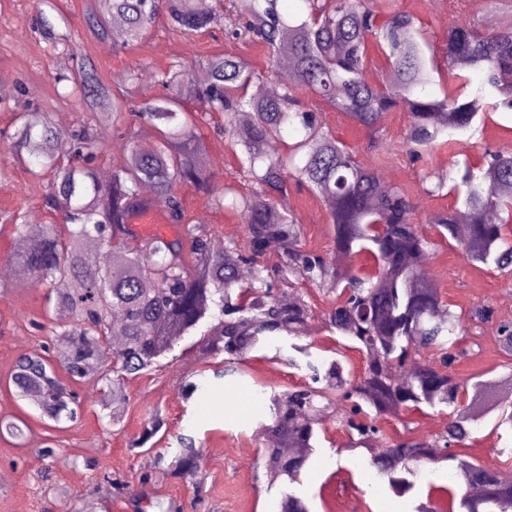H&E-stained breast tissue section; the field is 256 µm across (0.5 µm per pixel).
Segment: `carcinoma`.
Listing matches in <instances>:
<instances>
[{"mask_svg":"<svg viewBox=\"0 0 512 512\" xmlns=\"http://www.w3.org/2000/svg\"><path fill=\"white\" fill-rule=\"evenodd\" d=\"M280 2L249 0L246 10L230 20L231 42L267 48L273 79L266 80L236 52L224 50L201 61L207 72L203 83L193 79L183 60L155 71L154 83L164 94L142 102L136 73L116 87L104 82L90 59L75 52L69 34L57 29L64 15L51 0H39L43 8L36 21L42 37L71 61L56 82L90 110H112V130L130 149L112 163L109 180L103 182L96 165L101 141L93 119L65 135L38 108L13 113L9 148L15 158L31 159L40 168L37 175L54 174L46 206L61 223L33 222L20 211L1 214L0 221L13 226L18 240L10 259L48 288L47 315L62 319V331L58 363L37 354L22 356L11 381L21 396L38 391L39 410L59 423L78 419L82 404L60 380L56 366L75 384L96 378L107 387L103 408L116 424L125 383L155 370L160 358L215 306L223 319L208 330L210 339L200 347L204 355H242L283 333L300 336L310 319L307 305L297 291L275 288L259 261L267 243L276 239L282 244L278 271L335 294L329 327L354 341L366 364L363 375L349 382L340 360L324 371L309 361L311 383L273 400L262 449L270 475L296 481L315 452L319 416L334 408L340 410L337 421L352 437L353 447L371 453L377 475L387 479L395 494L404 496L415 488L410 464L456 459L464 485L479 489L477 495L461 497V512H512V484L503 483L496 470L450 453L470 438L478 420L476 402L487 384H471L450 371L467 325L419 271L429 242L419 231L413 203L400 188L382 183L375 169L324 129L317 109L304 104L317 99L366 128L377 127L382 114L401 110L408 117L406 151L412 160H422L439 139L472 131L486 113L512 112V0H488L499 17L491 31L471 22L444 31L448 73L464 87L475 71L481 79L471 94L448 92L441 99L426 92L436 66L426 55L427 42L416 19L390 0L378 13L368 0H301L305 12L295 16L284 14ZM223 4L95 0L86 24L114 49L144 40L160 25L192 44L209 31ZM372 46L390 63L393 81L388 85L366 75ZM262 81V95L248 94L252 84ZM131 116L157 130L154 144H138ZM200 121L240 146L237 164L251 182L249 193L237 195L230 185L213 180L206 142L194 131ZM290 131L297 141L285 155L284 133ZM290 182L323 199L334 224L336 263L305 250L296 217L275 210L273 196L286 191ZM179 184L194 187L214 209L239 211L249 227V253L233 242L215 250L211 228L191 223L176 192ZM502 184L512 186V150L488 151L480 168L467 166L460 174L454 205L430 215L427 223L454 241L457 226L468 225L466 236L457 240L466 258L511 271L512 194L494 191ZM158 198L167 203V220L179 232L145 242L133 231L132 221L150 212ZM91 241L106 250L105 265L88 250ZM363 253L373 259L374 272L354 268ZM117 312L121 320L115 323ZM114 336L124 337L115 350ZM427 350L441 353V366L416 360L415 353ZM398 367L406 368L408 378L394 373ZM493 388L499 424L512 425V373ZM469 390L471 401L465 405L462 395ZM440 404L451 411L433 439L374 448L377 421L383 416ZM276 441L292 452L273 447ZM279 512L308 508L290 493L281 499Z\"/></svg>","mask_w":512,"mask_h":512,"instance_id":"carcinoma-1","label":"carcinoma"}]
</instances>
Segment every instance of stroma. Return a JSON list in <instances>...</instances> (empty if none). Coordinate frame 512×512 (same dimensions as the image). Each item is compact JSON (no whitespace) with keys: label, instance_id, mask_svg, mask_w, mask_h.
Instances as JSON below:
<instances>
[{"label":"stroma","instance_id":"stroma-1","mask_svg":"<svg viewBox=\"0 0 512 512\" xmlns=\"http://www.w3.org/2000/svg\"><path fill=\"white\" fill-rule=\"evenodd\" d=\"M55 2L69 21L79 55L95 64L103 81L116 85L130 71H138L147 98L159 92L150 79L155 69L192 54L207 57L227 49L225 20L242 6L241 0H232L224 22L214 24L194 45L160 28L144 41L115 51L89 33L84 23L89 0ZM395 4L418 20L438 59L443 56L446 27L476 21L489 28L498 22L486 0ZM33 15V0H0V84L11 87L10 95L0 98V131L10 128L13 108L30 102L66 132L75 129L87 111L80 100L58 94L54 76L67 61L51 54L34 32ZM320 120L356 151L359 160L414 203L422 232L431 242L428 280L452 311L465 315L479 307L493 309L492 321L471 323L454 372L486 383L511 373L512 357L499 341L497 323L512 320V302L503 300L512 271L470 263L458 244L438 236L426 219L446 210L456 194L447 189L428 194L425 178L447 174L453 162L480 166L485 149H512V112L488 113L472 136L457 138L450 149L417 163L410 160L404 144L405 113H386L376 132L328 107L322 109ZM49 186V178H34L26 163L0 145V211L19 209L51 223L52 214L45 207ZM177 191L192 223L208 225L215 234L247 248L248 227L237 213L211 209L192 187L181 185ZM276 202L300 221L306 250L333 257L334 226L319 196L292 186ZM292 284L312 310L301 337L279 336L244 355L223 352L208 358L193 349L192 337H185L157 371L127 383L123 418L113 426L100 403L98 384L75 385L84 406L77 424L42 417L34 403L16 394L10 375L17 357L36 351L55 358L58 338L52 319L45 315V288L30 287L24 278L1 281L0 422L18 424L23 435L0 434V469L11 474L8 482L0 483V512H58L63 501L70 512H275L282 494L289 491L305 500L309 512H414L417 501L424 499L430 500L433 512H459L458 497L466 488L456 475V460L421 463L414 491L397 497L377 477L370 453L351 448L348 433L332 412L323 414L316 427V453L298 482L274 481L266 475L261 450L272 397L306 383L307 361L326 365L343 355L345 370L354 377L365 366L363 354L340 349L338 335L326 326L333 294L302 279H293ZM190 382L199 389L189 396L184 386ZM447 418L444 406L385 416L379 422L377 443L385 447L430 439ZM496 421V414L481 415L466 446L457 449L456 459L512 473V427L497 426ZM187 439L196 467L180 472L174 461L188 449L183 445Z\"/></svg>","mask_w":512,"mask_h":512}]
</instances>
